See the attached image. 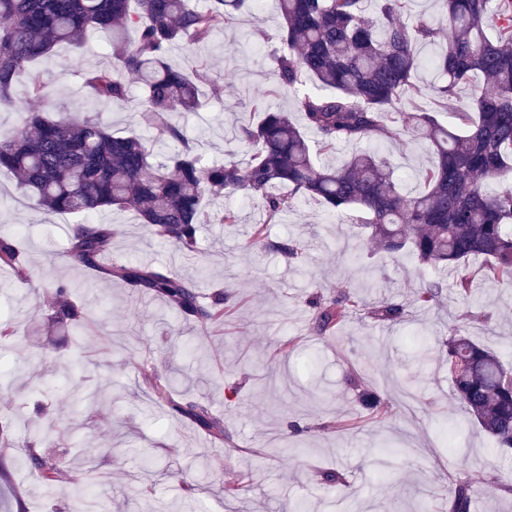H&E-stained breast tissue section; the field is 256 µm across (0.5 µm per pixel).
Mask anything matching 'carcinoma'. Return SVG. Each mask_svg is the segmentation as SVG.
I'll return each mask as SVG.
<instances>
[{
  "instance_id": "obj_1",
  "label": "carcinoma",
  "mask_w": 512,
  "mask_h": 512,
  "mask_svg": "<svg viewBox=\"0 0 512 512\" xmlns=\"http://www.w3.org/2000/svg\"><path fill=\"white\" fill-rule=\"evenodd\" d=\"M282 22L281 48L273 56L278 86L292 96L296 123L286 112L264 109L255 125L240 128L248 146L246 161L209 164L195 152L187 135L168 121L175 110L200 106L193 75L168 64L175 44H200L224 29L237 12L254 14L256 0H211L196 8L190 0H0V107L12 104L16 74L48 56L61 43L78 45L90 29L112 32L113 64L84 73L93 96L123 102L127 86L117 69L138 77L157 140L180 148L163 160L137 135L117 136L93 116L29 112L24 125L0 137V169L14 173L19 188L50 213L90 216L112 208H135L141 223L183 252L194 253L198 225L210 220L205 202L217 195L243 194L264 208L249 246L272 250L285 259L298 256L293 242L269 239L275 224L296 200L316 199L327 212H361V225L386 252L409 251L439 274L453 275L456 295L475 296L466 271L472 257L486 261L485 277L512 285V0H439L443 17L402 20L406 0H378L380 18L366 16L368 0H277ZM131 25L133 42L123 39ZM437 45L425 59L420 47ZM443 79L435 88L443 105L476 75L484 85L471 103L451 112L443 123L433 110L410 111L404 103L420 94L415 76L423 65ZM396 129L420 134L433 160L420 173L425 188L404 190L383 155L385 136ZM325 149L368 142L371 150L332 168L314 154L307 134ZM286 186L289 193L276 189ZM114 230L100 222L72 226L70 254L89 268L112 246ZM26 279L13 235L0 233V266ZM134 288L158 294L178 311L204 324L224 322V294L200 298L195 284L171 270L126 263L101 270ZM433 282L414 293L426 306L438 294ZM67 291L55 289L56 313L80 323ZM320 331L331 333L355 316L378 322L406 318L404 304L385 300L365 308L356 295L313 300ZM442 358L448 364L457 401L492 439V451L512 457V365L503 355L473 339L462 324L448 326ZM154 394L210 436L224 437V420L196 401L180 402L170 383L144 374ZM53 428L41 427L26 448L41 480L57 485L60 458L44 451ZM476 481L456 480L450 489L451 512H470ZM65 493L80 512H103L104 504L87 475L69 478Z\"/></svg>"
}]
</instances>
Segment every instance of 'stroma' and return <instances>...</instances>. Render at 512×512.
Wrapping results in <instances>:
<instances>
[{
  "mask_svg": "<svg viewBox=\"0 0 512 512\" xmlns=\"http://www.w3.org/2000/svg\"><path fill=\"white\" fill-rule=\"evenodd\" d=\"M276 4L268 0L261 21L239 15L210 42L178 44L169 63L201 70L205 104L196 112L169 113L208 162L227 154L244 157L234 131L257 124L256 90L266 109L290 110L276 92L271 56L278 46ZM85 51L60 44L36 61L41 98L28 96V77L14 86V103L0 108V135L22 127L29 112L90 113L118 134L153 138L134 75L125 78L128 98L110 103L83 84L86 70L110 62L112 38L90 31ZM385 152L408 188L421 189L427 166L424 140L391 132ZM211 210L236 209L231 228L200 225L196 253L160 240L134 209L100 213L115 228L102 265L136 262L163 266L196 283L203 294L225 291L233 306L220 325H202L162 298L76 264L68 253L72 215L47 213L0 171V230L15 234L28 280L0 267V321L15 334L0 342V373L12 376L0 392V425L12 448L0 455L9 488L0 512H68L62 487L45 486L26 461V426L37 402L62 430L52 453L64 468L92 472L96 492L110 512H449L455 480H478L471 512H512V458L492 456L489 439L466 422L439 348L452 323L468 326L486 345L512 348V285L477 281L474 302L460 301L452 279L423 267L408 252L377 247L354 214L329 215L316 201L297 202L277 224L273 239L301 244L298 259L250 248L260 204L241 196L213 199ZM438 283L428 308L411 310L399 323L358 318L333 334H320L310 298L354 290L367 306L402 301ZM69 288L81 307L85 334L54 320L49 298ZM431 336L418 347V334ZM168 379L177 398L205 403L224 418L216 439L155 401L141 374ZM357 373L390 395L382 418L362 407L347 383ZM54 391L42 400L39 390ZM99 390V405H76L75 389ZM335 469L345 477L326 483ZM242 480L238 499L224 497L226 482ZM197 485L195 497L182 486Z\"/></svg>",
  "mask_w": 512,
  "mask_h": 512,
  "instance_id": "35a3bbf8",
  "label": "stroma"
}]
</instances>
